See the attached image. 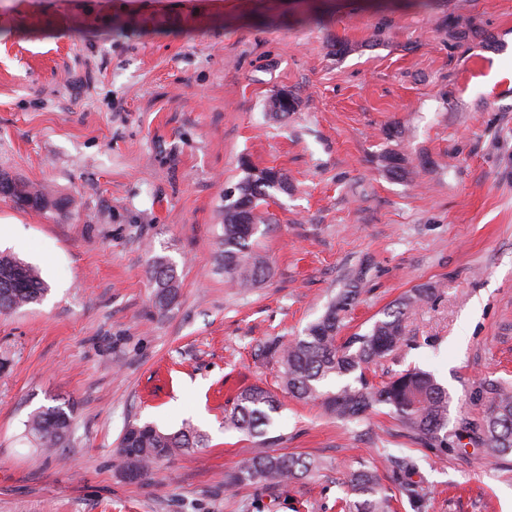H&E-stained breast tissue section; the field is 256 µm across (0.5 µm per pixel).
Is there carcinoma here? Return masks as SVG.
I'll list each match as a JSON object with an SVG mask.
<instances>
[{"label": "carcinoma", "mask_w": 512, "mask_h": 512, "mask_svg": "<svg viewBox=\"0 0 512 512\" xmlns=\"http://www.w3.org/2000/svg\"><path fill=\"white\" fill-rule=\"evenodd\" d=\"M269 112L284 116L295 109L294 99L281 93L267 103ZM384 171L391 176L405 173L404 159L394 153L382 156ZM287 179L275 168L248 175L224 199V237L221 241L224 276L240 288H250L268 273L265 259L254 251L253 237L266 221L260 207L273 191H287ZM0 195L32 211L56 209L61 200L11 177L0 181ZM149 273L155 284L154 306L165 312L179 292L175 266L163 257L149 260ZM341 290L324 314L312 322L302 336L284 340L272 336L257 345L254 355L273 360L280 368L283 391L298 400L320 402L327 412L344 420H360L368 412L387 406L406 433L426 448L445 452L454 447L448 434V391L429 373L409 369L381 385H374L365 370L400 349L406 342L405 319L436 292L434 288H415L385 308L367 331L341 337L348 312L360 295L358 283ZM47 286L39 270L7 253H0V314H7L40 301ZM336 390L327 388L333 381ZM488 410L478 421L462 426L470 442L490 458L506 461L512 455V387H490ZM280 401L270 390L251 386L241 390L232 407L225 411L224 427L243 432L255 439L251 461L231 475L229 483L251 485L269 490L290 481L304 479L321 469V463L304 455H275L266 449V435ZM27 433L45 450L62 448L71 434L70 417L59 408L34 413L27 421ZM205 435L189 425L165 432L151 423L130 424L124 430L117 455L122 472L136 465L132 480L148 475L154 465L178 453H190L202 446ZM393 475L392 486L383 485L374 468L360 466L348 476V497L339 501L340 512H393L396 497L406 498L419 512L424 496L414 477L419 472L411 456H388Z\"/></svg>", "instance_id": "cac0c4a2"}]
</instances>
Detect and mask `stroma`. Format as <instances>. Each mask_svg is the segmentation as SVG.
<instances>
[{
	"mask_svg": "<svg viewBox=\"0 0 512 512\" xmlns=\"http://www.w3.org/2000/svg\"><path fill=\"white\" fill-rule=\"evenodd\" d=\"M512 0H0V173L64 199L36 213L0 196V251L49 291L0 315V512H337L359 464L417 459L427 512H512V461L407 437L387 407L357 422L281 394L270 452L322 469L271 492L228 488L254 455L224 428L241 389L278 388L256 346L302 335L355 273L343 336L412 288L436 296L407 345L370 366L449 392V429L512 383ZM288 93L294 112L270 116ZM405 159L404 177L380 157ZM288 189L255 236L268 277L225 279L224 194L247 169ZM180 293L153 306L149 259ZM61 407L67 445L30 443ZM192 424L203 447L129 481L132 423ZM26 426L38 447L45 450L64 447L71 434L70 417L59 408L34 413Z\"/></svg>",
	"mask_w": 512,
	"mask_h": 512,
	"instance_id": "35a3bbf8",
	"label": "stroma"
}]
</instances>
